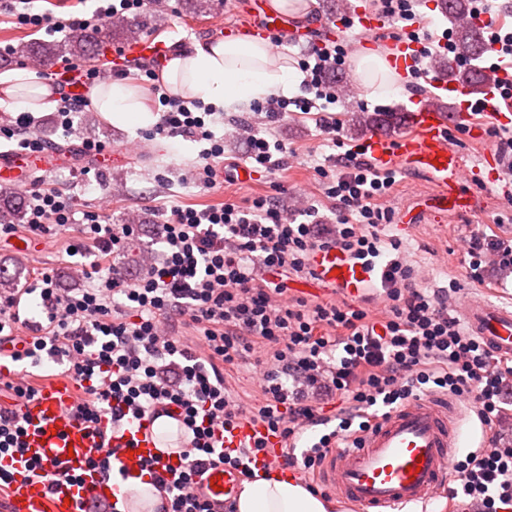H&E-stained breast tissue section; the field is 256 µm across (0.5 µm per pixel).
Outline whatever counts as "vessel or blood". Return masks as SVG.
Returning <instances> with one entry per match:
<instances>
[{
    "label": "vessel or blood",
    "instance_id": "obj_1",
    "mask_svg": "<svg viewBox=\"0 0 512 512\" xmlns=\"http://www.w3.org/2000/svg\"><path fill=\"white\" fill-rule=\"evenodd\" d=\"M250 7L259 15L258 23L249 29L251 36L267 41L273 35L292 32L288 18L267 11L262 0H252ZM383 26L384 20L378 15L358 14L350 52H358L373 41ZM164 50V44L155 39L138 40L112 62L119 69ZM417 50L413 42L397 44L391 63L399 75L409 74ZM436 86L457 98L455 113L469 111V88L443 79ZM453 115L423 107L414 112L409 134L391 139L376 132L369 134L363 144L377 163L396 165L434 182L438 188L435 209L451 207L464 212L471 205L457 192L466 172L464 156L450 144L447 134ZM53 157L50 150L40 155L1 150L0 184L17 187L28 183L50 165ZM309 266L318 281L357 297L366 295L373 284L371 268L337 248L313 251ZM461 314L490 350L512 356V310L471 299L462 305ZM74 395L72 385L55 383L41 389L38 398L23 407L26 451L0 458V468L12 477L9 512H81L82 507L96 501L114 502L122 512H131L129 496L121 493L116 481L90 467V460L114 456L117 465L131 476L138 475L146 461L160 473L180 465L178 448L166 444L154 419L130 420L115 429L106 443L71 412ZM460 421L457 407L447 398L430 396L410 402L366 433L360 447L333 449L322 464L318 480L330 495L361 512H398L407 505L426 503L447 480L460 450ZM259 438L264 439L266 447L252 458V466L261 470L283 468L285 450L279 437L249 420L240 419L227 426L224 432L215 434L214 442L233 450ZM61 472L66 473V480L48 486L46 475ZM241 481L238 470L217 465L197 476L195 489L211 503L227 505L235 500Z\"/></svg>",
    "mask_w": 512,
    "mask_h": 512
}]
</instances>
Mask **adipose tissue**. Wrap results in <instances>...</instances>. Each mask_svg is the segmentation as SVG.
I'll return each mask as SVG.
<instances>
[{"label": "adipose tissue", "mask_w": 512, "mask_h": 512, "mask_svg": "<svg viewBox=\"0 0 512 512\" xmlns=\"http://www.w3.org/2000/svg\"><path fill=\"white\" fill-rule=\"evenodd\" d=\"M168 92L227 109L258 101L278 91L295 89L293 68L271 52L268 44L250 38H227L198 45L172 57L162 73ZM0 90L17 113L40 112L55 106L49 89L27 69L0 74ZM92 106L114 122L147 127L154 117L136 90L116 82L97 86ZM236 512H327L325 503L293 477L265 474L244 482Z\"/></svg>", "instance_id": "ef3b65f1"}]
</instances>
